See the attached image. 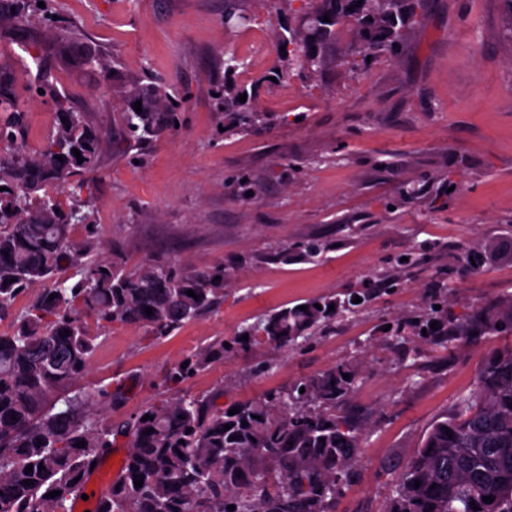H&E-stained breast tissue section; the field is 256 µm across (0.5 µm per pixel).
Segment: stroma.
I'll list each match as a JSON object with an SVG mask.
<instances>
[{
    "label": "stroma",
    "instance_id": "stroma-1",
    "mask_svg": "<svg viewBox=\"0 0 512 512\" xmlns=\"http://www.w3.org/2000/svg\"><path fill=\"white\" fill-rule=\"evenodd\" d=\"M402 53L364 60L356 31L337 27L319 70L286 73L283 28L302 0H240L245 24L225 22L226 0H16L22 29L0 27V83L24 117L29 151L54 129L59 98L106 130L99 168L81 192L114 260L181 269L224 265V301L156 340L116 325L100 340L86 389L111 386L103 420L126 418L164 395L186 354L257 317L316 298L368 300L305 350L257 343L185 384L227 406L287 389L352 363L359 382L346 409L363 429L359 461L336 512H389L407 457L438 419L473 392L504 337L454 342L478 310L512 311V37L503 0H415ZM246 68L224 71L225 51ZM103 70L81 67L84 54ZM46 72L58 97L29 88ZM234 85L258 111L236 130L217 86ZM187 91L179 125L137 158L120 153L132 88ZM301 114L285 123L284 115ZM245 177L255 193L242 200ZM415 187L414 198L401 193ZM325 244L321 259L296 252ZM418 256L415 264L407 255ZM443 339L399 340L431 305Z\"/></svg>",
    "mask_w": 512,
    "mask_h": 512
}]
</instances>
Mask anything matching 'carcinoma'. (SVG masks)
Wrapping results in <instances>:
<instances>
[{
	"instance_id": "carcinoma-1",
	"label": "carcinoma",
	"mask_w": 512,
	"mask_h": 512,
	"mask_svg": "<svg viewBox=\"0 0 512 512\" xmlns=\"http://www.w3.org/2000/svg\"><path fill=\"white\" fill-rule=\"evenodd\" d=\"M307 4L303 25L279 36L291 70L318 68L342 21L356 29L363 57L396 55L415 16L413 0ZM184 96L165 87L129 91L124 140L141 145L175 127V102ZM137 101L140 114L133 109ZM22 123L16 100L0 90V149L10 151L0 155V319L14 317L10 330L0 332V512H71L91 463L101 461L119 437L127 448L120 476L94 512H333L362 443L360 428L342 409L358 381L350 364L237 402L239 412L231 415L216 403L218 395L180 389L192 373L224 359L220 340L186 355L188 366L169 371L168 396L125 420L103 423L93 401L112 399V391L81 385L96 340L116 323L138 325L161 339L214 311L224 301V265L176 272L145 261L129 268L105 255L95 230L84 240L72 239L71 228L89 225V213L77 202L63 206L54 190L97 170L107 132L85 113L62 106L44 148L29 153ZM38 284L44 286L38 297L16 312L17 300ZM305 305L304 311L296 304L243 327L237 344L301 348L361 307L352 296ZM466 325L480 335L512 337V311L470 317ZM311 402L320 408H309ZM145 415L151 419L143 420ZM136 474L143 477L140 487L134 486ZM52 491L59 495L48 496ZM393 494V512H512V342L488 355L473 393L460 399L454 415L432 424ZM484 496L494 501L486 503Z\"/></svg>"
}]
</instances>
